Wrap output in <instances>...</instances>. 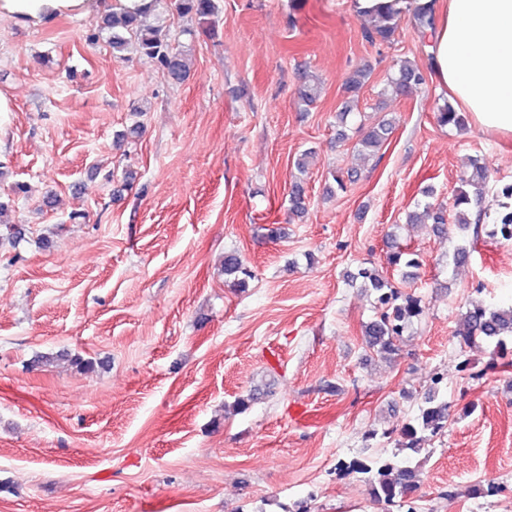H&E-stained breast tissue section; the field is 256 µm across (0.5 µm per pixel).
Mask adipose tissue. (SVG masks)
Instances as JSON below:
<instances>
[{
    "label": "adipose tissue",
    "instance_id": "adipose-tissue-1",
    "mask_svg": "<svg viewBox=\"0 0 512 512\" xmlns=\"http://www.w3.org/2000/svg\"><path fill=\"white\" fill-rule=\"evenodd\" d=\"M89 0H0V15L82 12ZM357 14L427 15L429 77L482 131L512 135V0H354Z\"/></svg>",
    "mask_w": 512,
    "mask_h": 512
}]
</instances>
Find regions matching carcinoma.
<instances>
[{
    "mask_svg": "<svg viewBox=\"0 0 512 512\" xmlns=\"http://www.w3.org/2000/svg\"><path fill=\"white\" fill-rule=\"evenodd\" d=\"M151 6L130 10L119 7L108 11L102 17L101 29L109 32V45L115 57H123L130 45H135L139 56L154 64L163 75L173 83L184 80L187 66L184 51L172 45L168 38L159 35L158 30L146 24ZM177 11L183 17L206 23L214 15V0H177ZM398 28V17L380 15L374 24L363 29L367 41L384 42L390 40ZM370 72L364 68L353 70L345 81V91L357 93L368 82ZM424 75L419 67L409 61L399 65L397 73L390 77L387 90L395 95L407 92L414 86L423 84ZM319 93L314 78L305 77L299 87V97L307 104L315 101ZM437 122L442 126L462 128L465 120L450 103L437 107ZM390 124L382 123L362 131L359 139L360 151L378 152L388 139ZM489 191V180L485 166L477 158L468 160L466 170L460 178L452 203L446 207L441 203L429 201L433 192L425 191L428 201L417 205L409 214V223L424 224L436 234L447 233V224L453 223L457 229L459 243L448 253V265L461 264L470 254V242L467 232L479 234L483 221L482 213L472 215V208L480 205ZM476 223H471V217ZM487 236L512 240V207L504 206L489 225ZM395 267L415 268L420 266L417 254L398 251L391 256ZM224 274L235 278V286L245 288L248 280L254 278L247 261L236 252L224 256ZM351 279L360 281L361 287L373 292L378 305L377 315L364 326L363 336L366 347L384 359L398 354V341L408 323L422 313L420 302L415 297L401 298V294L392 281L379 270L360 266L350 274ZM460 351L479 347L485 343L493 345L491 358L504 360L502 366H512L506 360L512 353V306L495 307L483 302L469 304L463 314L457 331ZM450 405L444 389V377L433 378L432 386L421 397L418 413L409 419L398 432L397 446L408 454L400 457L396 454L372 460L356 459L352 462V475L366 482L377 502L397 505L405 512H421V507L413 498L420 482V466L413 463L412 456L419 453L434 437L448 429Z\"/></svg>",
    "mask_w": 512,
    "mask_h": 512,
    "instance_id": "cac0c4a2",
    "label": "carcinoma"
}]
</instances>
